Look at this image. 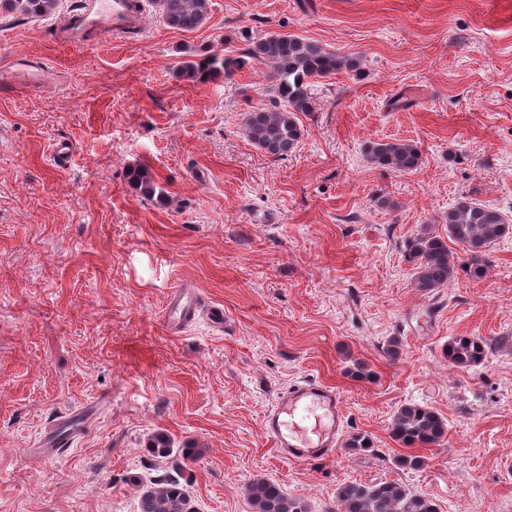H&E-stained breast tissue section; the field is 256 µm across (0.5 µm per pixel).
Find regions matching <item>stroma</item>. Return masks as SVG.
I'll list each match as a JSON object with an SVG mask.
<instances>
[{
	"instance_id": "obj_1",
	"label": "stroma",
	"mask_w": 512,
	"mask_h": 512,
	"mask_svg": "<svg viewBox=\"0 0 512 512\" xmlns=\"http://www.w3.org/2000/svg\"><path fill=\"white\" fill-rule=\"evenodd\" d=\"M75 6L0 12V62L25 53L58 76L0 90V512H138L144 489L176 475L195 512H253L258 478L308 512H335L341 484L384 481L438 512H512V233L482 278L460 271L429 295L404 258L421 227L447 236L461 198L512 220V0H211L190 32L148 5L138 35L66 45L51 32ZM243 31L359 62L311 86L283 158L244 130L274 105L264 66L177 74L199 50L243 55ZM396 140L418 145L417 171L368 161L367 145ZM134 167L160 195L141 193ZM181 288L202 310L171 333ZM457 336L495 347L459 368L446 356ZM359 363L371 379L350 376ZM306 376L341 391L345 434L372 451L278 456L264 414ZM409 403L447 428L420 469L394 463L391 420ZM81 411L72 447L39 455L41 430ZM158 431L165 459L148 447Z\"/></svg>"
}]
</instances>
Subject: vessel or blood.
Here are the masks:
<instances>
[{
    "label": "vessel or blood",
    "mask_w": 512,
    "mask_h": 512,
    "mask_svg": "<svg viewBox=\"0 0 512 512\" xmlns=\"http://www.w3.org/2000/svg\"><path fill=\"white\" fill-rule=\"evenodd\" d=\"M77 12L67 15L55 28V37L65 42L81 41L89 30L130 35L135 28L132 0H80ZM44 64L35 57L16 56L0 65V87H12L43 75ZM198 302L188 291L175 292L166 327L176 332L193 317ZM345 427L343 398L332 385L305 379L280 393L263 418V428L278 455L293 463H306L335 455ZM69 420L47 429L39 442L45 457L72 443Z\"/></svg>",
    "instance_id": "obj_1"
}]
</instances>
